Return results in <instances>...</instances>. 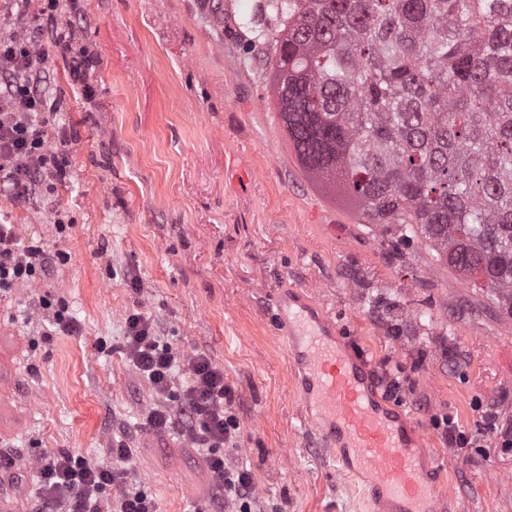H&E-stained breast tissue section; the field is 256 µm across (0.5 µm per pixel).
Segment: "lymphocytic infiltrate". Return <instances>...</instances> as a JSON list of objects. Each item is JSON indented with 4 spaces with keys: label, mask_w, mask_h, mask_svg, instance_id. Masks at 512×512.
<instances>
[{
    "label": "lymphocytic infiltrate",
    "mask_w": 512,
    "mask_h": 512,
    "mask_svg": "<svg viewBox=\"0 0 512 512\" xmlns=\"http://www.w3.org/2000/svg\"><path fill=\"white\" fill-rule=\"evenodd\" d=\"M36 37L0 40V186L19 202H29L46 178L64 179L68 140L54 136L44 113L45 90L36 75ZM56 150H49L51 139ZM51 267L46 250L37 243L21 244L14 225L0 224V292L44 277ZM127 357L136 373L160 398L151 408L145 427L162 432L178 430L197 447L206 449L212 484L219 506L233 512H253L250 470L229 464L226 447L238 438V423L224 400V372L205 353L183 358L160 334L155 320L135 311L125 319ZM187 366L186 385L176 383V369ZM111 463H92L66 453L39 459L38 487L32 512H157L153 496L133 482V456L126 440L114 441ZM120 496L106 501L108 488Z\"/></svg>",
    "instance_id": "1"
}]
</instances>
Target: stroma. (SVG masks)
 <instances>
[{
	"label": "stroma",
	"mask_w": 512,
	"mask_h": 512,
	"mask_svg": "<svg viewBox=\"0 0 512 512\" xmlns=\"http://www.w3.org/2000/svg\"><path fill=\"white\" fill-rule=\"evenodd\" d=\"M274 3L59 0V24L95 60L81 84L39 42L67 173L30 204L0 192V224L66 254L0 297V456L15 461L0 498L13 512L30 510L40 455L105 462L123 430L131 476L159 512L212 508L204 449L142 425L155 397L127 358L133 311L180 354L223 369L240 428L228 460L251 470L258 512H385L297 393L285 298L326 314L385 403L422 430L436 512H512V449L496 439L512 426V318L423 239L390 256L393 228L362 223L303 171L270 88ZM40 6L0 0V37L27 36ZM46 297L79 333H57ZM445 417L470 447L449 444Z\"/></svg>",
	"instance_id": "obj_1"
}]
</instances>
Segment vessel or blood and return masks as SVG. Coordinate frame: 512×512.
I'll list each match as a JSON object with an SVG mask.
<instances>
[{
  "instance_id": "vessel-or-blood-1",
  "label": "vessel or blood",
  "mask_w": 512,
  "mask_h": 512,
  "mask_svg": "<svg viewBox=\"0 0 512 512\" xmlns=\"http://www.w3.org/2000/svg\"><path fill=\"white\" fill-rule=\"evenodd\" d=\"M299 392L329 423L326 441L352 453L395 512H432L437 488L423 475L408 422L375 394L364 364L334 336L328 318L300 305L287 327Z\"/></svg>"
}]
</instances>
